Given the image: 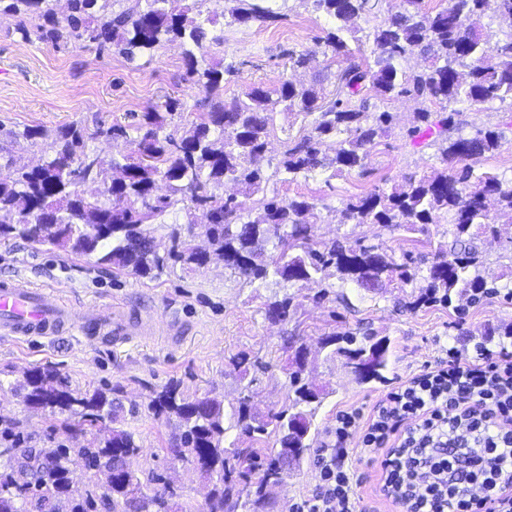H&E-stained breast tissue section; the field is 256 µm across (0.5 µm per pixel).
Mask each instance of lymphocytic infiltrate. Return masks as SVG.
Segmentation results:
<instances>
[{
    "label": "lymphocytic infiltrate",
    "instance_id": "1",
    "mask_svg": "<svg viewBox=\"0 0 512 512\" xmlns=\"http://www.w3.org/2000/svg\"><path fill=\"white\" fill-rule=\"evenodd\" d=\"M361 460L375 466L366 507L350 478ZM317 465L291 512H512V351L448 348L370 409L339 411Z\"/></svg>",
    "mask_w": 512,
    "mask_h": 512
}]
</instances>
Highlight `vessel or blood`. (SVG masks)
Listing matches in <instances>:
<instances>
[{
  "label": "vessel or blood",
  "instance_id": "1",
  "mask_svg": "<svg viewBox=\"0 0 512 512\" xmlns=\"http://www.w3.org/2000/svg\"><path fill=\"white\" fill-rule=\"evenodd\" d=\"M77 325L91 330L98 339L115 343L151 335L154 328L153 320L147 317L96 307L78 313L52 290L33 287L18 277L0 280L1 336L49 338Z\"/></svg>",
  "mask_w": 512,
  "mask_h": 512
}]
</instances>
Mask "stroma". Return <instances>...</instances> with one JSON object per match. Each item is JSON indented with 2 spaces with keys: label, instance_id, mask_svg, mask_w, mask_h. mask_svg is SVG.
<instances>
[{
  "label": "stroma",
  "instance_id": "35a3bbf8",
  "mask_svg": "<svg viewBox=\"0 0 512 512\" xmlns=\"http://www.w3.org/2000/svg\"><path fill=\"white\" fill-rule=\"evenodd\" d=\"M286 18L275 24L233 25L224 29V58L236 61L239 72L224 84L225 99L242 95L253 86H269L286 78L314 84L325 94L335 92V74L361 63L354 55L330 59L322 40L331 26L324 15L311 12L300 0H288ZM16 20L0 15V145L11 156L37 164L45 156L42 143L22 138L27 127L60 128L78 124L91 132L88 147L104 159L127 155L131 143L109 139L102 131L127 124L128 113L172 97L184 104L180 126L186 127L201 110L202 93L188 80L185 47L181 42L161 45L152 59L133 62L96 46L79 43L57 49L51 44L25 41L14 34ZM311 51L307 67L292 69L291 53ZM378 110L395 115V131L370 148L363 170L335 177L317 171L291 182H276L284 198L305 195L319 201L314 226L318 238L342 236L384 243L395 253L430 250L452 245L446 225L433 224L428 235L390 234L376 224H343L339 210L347 199L373 188H391L404 177L429 174L440 161L433 148L410 146L401 134L416 123L418 102L410 97L376 100ZM462 135L496 126L504 132L498 150L486 153L480 170L512 177V106L494 102L462 105L457 117ZM20 277L36 286L53 288L63 302L74 308L88 305L112 307L151 316L155 333L123 344L91 342L80 328L49 339L29 342L0 340V417L18 422L31 436L35 448L72 445L67 420L61 415L28 406L15 391L25 373L51 365L80 390H112L123 401L147 404L153 392L168 383H179L187 397L204 392L235 405L241 377L252 381V404L260 414L278 410L285 398L281 372L287 355L280 347L287 334L299 336L311 351L305 374L326 392L312 426L313 450L301 468L277 489L273 512H290L300 498L312 493L318 481L316 451L323 445L329 426L339 410L368 407L385 391L381 383L361 384L344 365L343 358H327L318 341L332 332L372 330L389 338L390 382L444 356L447 347L472 352L477 344L499 350L504 328L512 326V299L495 296L459 310L437 305L409 310L402 306L403 293L391 288L380 294L347 286L348 303L317 300L321 286L305 283L303 299L285 323L266 319L264 302L278 292L275 284L255 288L231 274L223 260L211 259L195 270L175 267L160 279H138L97 266L93 259L70 256L51 246H31L16 237L0 242V279ZM177 315L185 324L182 335H169L166 321ZM234 355L253 362L246 374L229 363ZM135 430L143 452L134 459L137 469L154 468L177 488L187 512H202L205 482L190 464L175 459L167 446L174 422L149 413L125 419Z\"/></svg>",
  "mask_w": 512,
  "mask_h": 512
}]
</instances>
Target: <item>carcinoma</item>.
I'll return each mask as SVG.
<instances>
[{
    "instance_id": "obj_1",
    "label": "carcinoma",
    "mask_w": 512,
    "mask_h": 512,
    "mask_svg": "<svg viewBox=\"0 0 512 512\" xmlns=\"http://www.w3.org/2000/svg\"><path fill=\"white\" fill-rule=\"evenodd\" d=\"M68 10L58 19L52 0H0V14L18 18L13 32L27 40L31 34L55 48L70 42L95 44L132 60L152 57L165 42L178 40L185 50L187 76L204 93L208 111L197 115L182 133L169 127L183 103L167 98L125 127L113 125L102 134L142 133L135 149L123 160L105 165L86 149V131L72 124L49 131L31 127L26 139L50 140L48 155L31 167L17 160L13 177L0 180V242L21 236L35 245H51L77 257H93L99 265L139 278L156 279L180 264L199 267L207 255L186 241V226L193 212L206 211L203 225L213 252L224 255V265L249 285L271 282L294 285L323 282L316 295L346 301L345 285L367 291L408 288L405 305L411 309L450 305L452 298L472 301L479 294L493 295L509 284L488 285L483 276L486 253L480 245L498 240L500 224H512V178L479 171L478 159L498 149L503 132L478 129L472 137L459 133L458 104H484L512 100V0H498L500 24L510 32L501 38L484 24L486 0H448L447 7L431 11L425 0H401L387 8V18L365 36L352 21L380 10L382 0H300L313 11L334 20L326 34L323 54L347 55L351 44L372 41V61L336 74V96L325 101L312 85L281 80L271 87L254 86L242 96L224 100V81L236 73L232 63L211 62L196 55L210 40L224 52V35H211L218 17L230 23L266 24L282 17L276 0H225L223 11L206 8L209 0H144L135 13L113 10L117 0H67ZM410 96L420 101L419 124L406 131L415 143L430 137L441 166L421 178L411 175L391 190L378 188L346 200L342 224H378L395 232H427V225H449L463 250L450 254L439 247L431 251H406L400 258L381 243L357 239L325 241L315 237L319 202L299 196L288 200L268 191L271 180L287 182L318 169L336 175L363 169L368 150L376 140L394 131V115L376 110L372 100ZM434 105L438 110L432 111ZM296 112L311 118L308 132L289 139L277 162L267 156L269 125L276 111ZM336 140L331 156L322 153L327 139ZM235 182L246 197L258 196L256 206L242 207L224 196V181ZM168 194L156 195L158 182ZM85 182L103 187L105 200L90 202L77 186ZM496 199L491 215L486 200ZM178 202L185 204L186 226L176 225L164 244L153 235L152 225ZM298 295L273 296L265 304L269 319L288 321ZM327 357L346 360L353 354L368 357L370 370L356 373L361 383L387 380L389 339L364 333L333 332L325 337ZM289 352L285 368L287 393L280 409L267 417L255 415L241 387L238 405L226 412L224 401L203 395L186 398L179 385L157 392L147 410L178 421L180 438L169 451L181 461L197 466L212 482L204 512H269L279 471L300 466L310 451L313 417L325 393L309 389L302 372L306 356L298 337H283ZM24 401L55 415H65L77 434L93 440L77 448L59 445L41 448L44 457L34 464L21 463L24 454L15 423L7 422L0 441L12 443L0 453V512H45L59 494L66 495L67 512H177L176 491L161 485L153 470L129 467L141 452L135 432L109 427L124 413L139 414L140 405L112 393L82 392L53 367H36L17 386ZM235 430L255 442L275 439V448H226V434ZM281 448H297L290 457ZM73 467L87 474L83 487L70 490L66 474ZM112 472V482L102 479Z\"/></svg>"
}]
</instances>
